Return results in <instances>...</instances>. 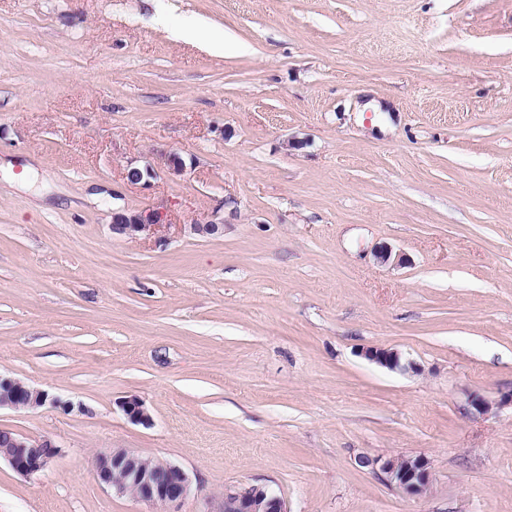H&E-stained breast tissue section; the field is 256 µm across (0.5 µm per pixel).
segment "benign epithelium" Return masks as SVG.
Instances as JSON below:
<instances>
[{
  "label": "benign epithelium",
  "instance_id": "1",
  "mask_svg": "<svg viewBox=\"0 0 512 512\" xmlns=\"http://www.w3.org/2000/svg\"><path fill=\"white\" fill-rule=\"evenodd\" d=\"M125 178L131 183L148 184L156 178L153 168L143 169L129 165ZM164 226L163 216L144 208H117L112 211V233L135 238L150 235ZM191 230L202 237H218L224 234V222L209 220L191 225ZM365 356L382 366L393 369L399 364L398 353L393 350L371 348ZM0 408L27 410L48 403L65 412L74 410L70 402H62L47 391L32 387L10 376L0 374ZM125 415L133 422L149 426L152 417L144 402L136 397L126 398L121 404ZM60 455L59 447L48 438H31L18 432L4 431L0 438V460L25 478H30L49 467ZM364 466H377L388 481L410 494H421L429 482L428 462L418 457L406 461L385 459H359ZM99 481L113 494L133 497L152 506L161 507V512H176L193 492L188 474L178 465L163 461L152 465L144 457L127 450H118L100 456L97 466ZM220 512H286L282 498L265 486H250L224 493Z\"/></svg>",
  "mask_w": 512,
  "mask_h": 512
}]
</instances>
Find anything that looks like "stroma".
I'll use <instances>...</instances> for the list:
<instances>
[{"mask_svg": "<svg viewBox=\"0 0 512 512\" xmlns=\"http://www.w3.org/2000/svg\"><path fill=\"white\" fill-rule=\"evenodd\" d=\"M0 372L76 406L0 409L61 449L0 512H149L117 449L181 512H512V0H0ZM163 216L144 208H116L112 210V233L122 237L136 238L150 235L165 226ZM97 476L112 494L131 495L134 489L131 496L163 509L150 512H179L174 508L193 492L190 477L180 466L169 461L152 465L143 456L123 449L100 456ZM359 463L364 466L378 465L379 470L386 475L388 481L410 494L423 493L429 484L428 462L422 457L408 458L407 461L361 458ZM219 512H286L282 498L265 486H250L224 493Z\"/></svg>", "mask_w": 512, "mask_h": 512, "instance_id": "1", "label": "stroma"}]
</instances>
